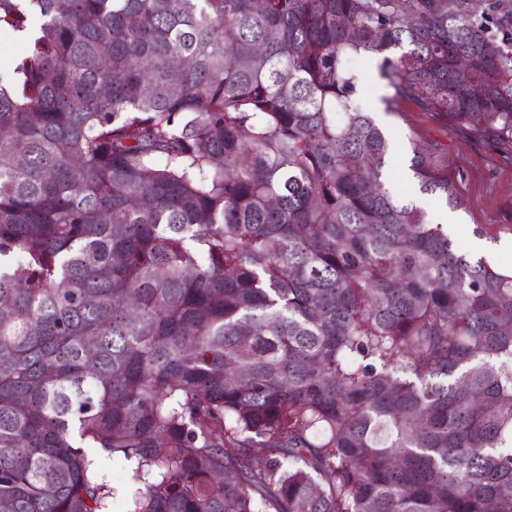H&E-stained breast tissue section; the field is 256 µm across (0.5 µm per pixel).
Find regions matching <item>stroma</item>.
<instances>
[{"instance_id":"35a3bbf8","label":"stroma","mask_w":512,"mask_h":512,"mask_svg":"<svg viewBox=\"0 0 512 512\" xmlns=\"http://www.w3.org/2000/svg\"><path fill=\"white\" fill-rule=\"evenodd\" d=\"M350 66L358 78V105L371 112L396 143L391 166L404 188V198L424 208L438 223L448 212L441 201L418 192L409 169L413 143L434 146L449 173L458 178L461 205L453 212L456 221L448 230L459 251L474 254L477 226L497 224L501 232L495 261L512 266V145L500 143L491 134L478 135L462 129L409 105L396 112L385 111L381 99L386 90L377 82L376 65L355 58ZM96 466L114 489L115 512H123L138 487L131 467L114 462L103 453Z\"/></svg>"}]
</instances>
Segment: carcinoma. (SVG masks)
Listing matches in <instances>:
<instances>
[{
  "label": "carcinoma",
  "instance_id": "carcinoma-1",
  "mask_svg": "<svg viewBox=\"0 0 512 512\" xmlns=\"http://www.w3.org/2000/svg\"><path fill=\"white\" fill-rule=\"evenodd\" d=\"M480 2L0 0L33 32L0 81V503L111 512L98 448L127 512H512V268L385 187L347 68L512 144ZM409 169L461 205L433 148ZM96 466L101 475L105 476L106 481L114 488L115 499L113 500V509L115 512L124 510L128 501L134 495L136 489L140 486L133 477V471L130 466H124L107 457V454L98 452Z\"/></svg>",
  "mask_w": 512,
  "mask_h": 512
}]
</instances>
